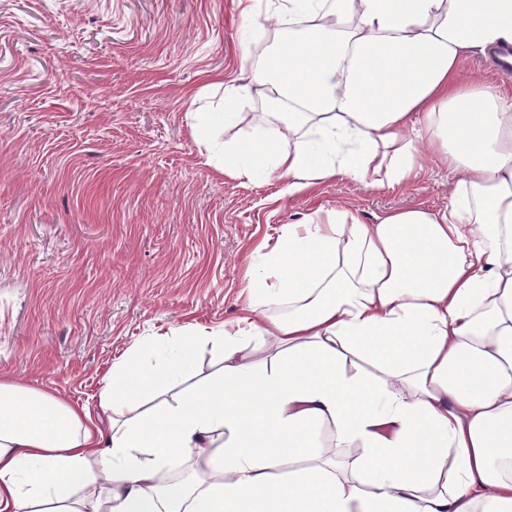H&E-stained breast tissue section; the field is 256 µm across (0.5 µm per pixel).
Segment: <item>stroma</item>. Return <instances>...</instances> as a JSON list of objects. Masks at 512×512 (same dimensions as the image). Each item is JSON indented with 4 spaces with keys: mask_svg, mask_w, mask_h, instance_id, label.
<instances>
[{
    "mask_svg": "<svg viewBox=\"0 0 512 512\" xmlns=\"http://www.w3.org/2000/svg\"><path fill=\"white\" fill-rule=\"evenodd\" d=\"M306 31L237 0H0V379L94 404L142 342L234 326L283 225L448 206L433 159L395 188L224 174L245 127L197 126L231 86L265 104L243 33Z\"/></svg>",
    "mask_w": 512,
    "mask_h": 512,
    "instance_id": "obj_1",
    "label": "stroma"
}]
</instances>
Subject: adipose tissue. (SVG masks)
Returning <instances> with one entry per match:
<instances>
[{
	"instance_id": "obj_1",
	"label": "adipose tissue",
	"mask_w": 512,
	"mask_h": 512,
	"mask_svg": "<svg viewBox=\"0 0 512 512\" xmlns=\"http://www.w3.org/2000/svg\"><path fill=\"white\" fill-rule=\"evenodd\" d=\"M239 4L312 27L252 69L286 129L227 91L225 174L396 187L433 157L451 203L284 225L189 391L193 335L134 349L94 407L1 381L0 512H512V95L463 71L512 46V0ZM221 359L222 350L219 346L200 344L196 352V373L204 376L215 371L220 366Z\"/></svg>"
}]
</instances>
